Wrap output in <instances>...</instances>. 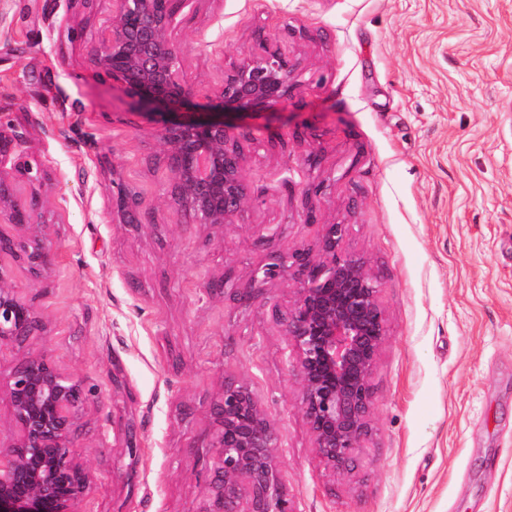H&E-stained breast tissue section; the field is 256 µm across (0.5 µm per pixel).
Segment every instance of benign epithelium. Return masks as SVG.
Listing matches in <instances>:
<instances>
[{
	"label": "benign epithelium",
	"mask_w": 512,
	"mask_h": 512,
	"mask_svg": "<svg viewBox=\"0 0 512 512\" xmlns=\"http://www.w3.org/2000/svg\"><path fill=\"white\" fill-rule=\"evenodd\" d=\"M196 0H112L110 13L85 59L149 114L164 116L153 130L172 177L171 197L190 224L216 231L235 224L250 202L243 178L244 143L236 123L248 113L285 108L298 62L270 39L208 90L212 109L198 112V90L182 72L172 38L176 16ZM28 132L0 111V346L20 347L48 335L41 311L14 285L17 269L45 283L58 249L56 236L18 196L20 185L44 180L32 164ZM112 223L143 224L139 193L113 181ZM348 224H324L312 248L272 250L253 272V288L233 292L240 303L275 280L298 283L287 310H272L290 346L301 386L300 409L313 448L330 470L352 469L371 430L372 374L386 338L379 283L367 260L346 251ZM11 418L0 452V512H82L94 491L76 457L75 433L92 389L62 371L46 352L18 358L0 383ZM206 447L214 458L210 494L198 512H298L279 468L276 424L251 384L224 382L210 405Z\"/></svg>",
	"instance_id": "7a95c632"
}]
</instances>
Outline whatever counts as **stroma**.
Returning a JSON list of instances; mask_svg holds the SVG:
<instances>
[{
	"mask_svg": "<svg viewBox=\"0 0 512 512\" xmlns=\"http://www.w3.org/2000/svg\"><path fill=\"white\" fill-rule=\"evenodd\" d=\"M112 0H0V109L30 132L39 207L60 248L47 286L18 276L50 334L31 342L94 389L75 440L96 490L84 512H198L211 402L251 382L275 421L299 512H512V0H195L173 33L199 90L258 50L299 61L288 107L243 122L252 202L223 235L171 205L153 123L86 62ZM296 34L279 38L283 27ZM144 225L112 221L113 172ZM333 176L330 187L319 181ZM346 224L380 282L387 336L372 432L344 474L319 461L272 308L249 287L274 249ZM277 235L260 241L257 227ZM123 385H112L113 375ZM133 422L130 460L118 422Z\"/></svg>",
	"mask_w": 512,
	"mask_h": 512,
	"instance_id": "stroma-1",
	"label": "stroma"
}]
</instances>
